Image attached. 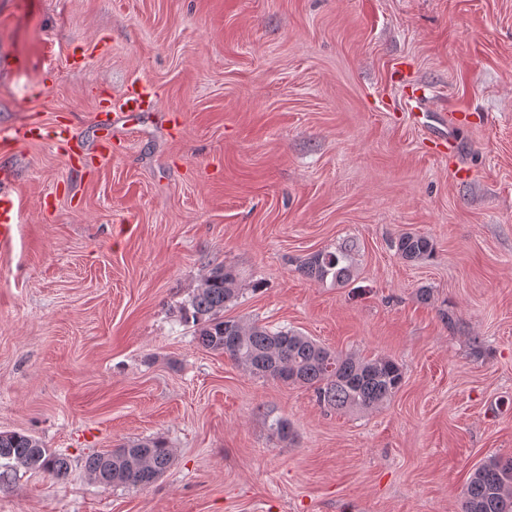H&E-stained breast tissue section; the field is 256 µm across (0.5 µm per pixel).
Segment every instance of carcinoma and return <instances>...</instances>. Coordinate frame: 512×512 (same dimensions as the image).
Segmentation results:
<instances>
[{"instance_id": "1", "label": "carcinoma", "mask_w": 512, "mask_h": 512, "mask_svg": "<svg viewBox=\"0 0 512 512\" xmlns=\"http://www.w3.org/2000/svg\"><path fill=\"white\" fill-rule=\"evenodd\" d=\"M396 254L408 262L434 255L433 241L406 233L394 241ZM357 243L347 241L336 250L318 251L301 263L300 272L315 281L328 279L345 285L353 272ZM241 293L231 267H215L203 276L182 307V318L195 327L206 349L230 356L251 373L284 384L307 386L319 405L336 410H369L382 405L401 388L402 367L388 357L369 360L328 349L288 328L272 330L224 318V307ZM173 451L159 438L133 442L112 451L88 456V474L104 486L148 487L169 469ZM68 460L45 448L35 436L0 432V479L20 470L41 471L55 479L68 472ZM461 512H512V458L490 457L466 479Z\"/></svg>"}]
</instances>
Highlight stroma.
<instances>
[{
	"instance_id": "1",
	"label": "stroma",
	"mask_w": 512,
	"mask_h": 512,
	"mask_svg": "<svg viewBox=\"0 0 512 512\" xmlns=\"http://www.w3.org/2000/svg\"><path fill=\"white\" fill-rule=\"evenodd\" d=\"M138 81L158 110L115 120L109 160L5 141L32 118L93 140ZM2 168L0 432L70 467L17 471L0 512H461L512 456V0H0ZM406 232L434 257L402 260ZM346 240L347 285L299 271ZM218 266L225 317L392 358L400 390L336 411L203 348L181 307ZM156 437L150 487L85 469ZM0 187V251L9 250L14 243L17 217V203L13 192L8 188L10 180L5 170L1 173Z\"/></svg>"
}]
</instances>
